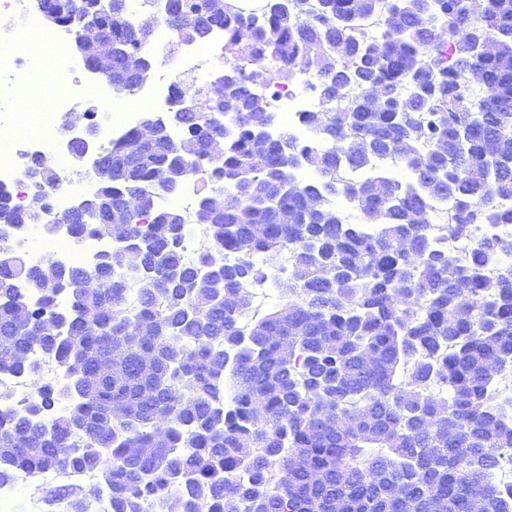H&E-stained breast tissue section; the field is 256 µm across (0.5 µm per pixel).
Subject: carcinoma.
<instances>
[{
  "label": "carcinoma",
  "mask_w": 512,
  "mask_h": 512,
  "mask_svg": "<svg viewBox=\"0 0 512 512\" xmlns=\"http://www.w3.org/2000/svg\"><path fill=\"white\" fill-rule=\"evenodd\" d=\"M97 2L52 7L74 38ZM229 2L178 0L165 21L201 42L223 28L240 56L319 74L328 108L302 121L322 146H298L320 181L285 165L282 143L295 138L269 137L273 113L238 71L205 110L177 109L178 145L165 133L142 145L132 131L102 150L116 162L97 205L56 223L118 250L91 272L49 260L0 270V370L38 376L36 351L67 376L81 367L79 383L43 382L20 412L0 413V482L91 472L111 512L155 500L165 512H473L477 500L512 512V490L495 481L512 460V401L494 393L512 369V265L490 271L512 256V234L475 235L512 226V0H319L313 12L270 0L259 18ZM384 2V33L357 34ZM121 7L112 0L89 48L128 43L144 56L157 21L131 23ZM477 32L491 54L474 51ZM112 81L135 95L122 52ZM372 84L378 101L333 107L345 88ZM377 163L411 179H343ZM200 166L210 191L195 223L213 250L186 263L184 215L160 200ZM162 170L175 182L158 181ZM31 174L40 187L58 179L37 158ZM132 193L140 205L126 211ZM109 208L121 223L103 221ZM22 215L0 194V225ZM436 224L473 240L468 257L438 245ZM283 251L294 255L277 281L283 304L252 316L243 285L274 276ZM88 277L102 290L89 292Z\"/></svg>",
  "instance_id": "1"
}]
</instances>
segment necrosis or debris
I'll list each match as a JSON object with an SVG mask.
<instances>
[{
	"mask_svg": "<svg viewBox=\"0 0 512 512\" xmlns=\"http://www.w3.org/2000/svg\"><path fill=\"white\" fill-rule=\"evenodd\" d=\"M31 41L52 45L58 62L48 77L54 95L50 111L41 117L42 130L36 137L19 141L15 135L28 115L18 109L16 88L19 83L30 80L37 63L27 55L15 53L14 48ZM226 42L227 35L221 29L212 31L201 43L172 31L165 24H158L151 46L152 52L159 56L158 77L144 94L152 112L173 110L189 100L203 105L217 79L223 77L225 70L236 67L250 76L270 111L287 117L288 127L297 140L313 141V132L301 117L323 107L315 93L318 74L306 70L287 75L273 57L228 59ZM68 43L67 28L46 25L35 0H0V49L9 53L7 64L0 67V139L15 142L14 147L0 156V191L6 192L17 204L33 197L36 188L28 176L31 159L45 155L56 157L60 175L56 186L48 191L51 212L55 215L69 210L78 196L95 189L91 179L73 177L71 152L55 135L57 118L77 109L91 110L100 124L97 146L101 149L110 147L115 138L138 126L143 118L136 109L113 113L111 90L83 77L81 64L67 50ZM114 247L108 237L91 232L74 234L65 225L49 222L32 225L23 239L0 235V253L20 257L30 265L46 255L90 270L100 252Z\"/></svg>",
	"mask_w": 512,
	"mask_h": 512,
	"instance_id": "obj_1",
	"label": "necrosis or debris"
}]
</instances>
